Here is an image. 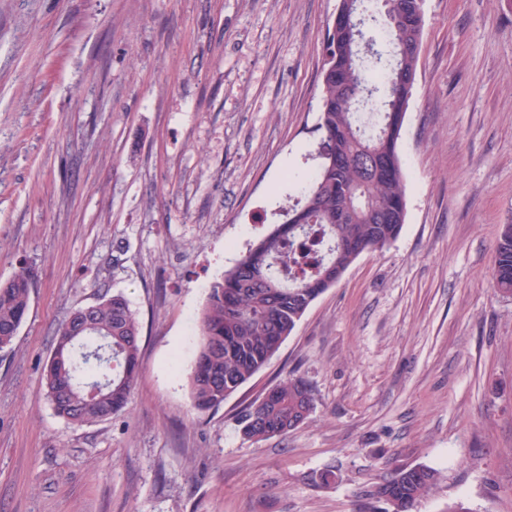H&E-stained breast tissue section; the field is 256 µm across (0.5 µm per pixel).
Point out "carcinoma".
Wrapping results in <instances>:
<instances>
[{
  "mask_svg": "<svg viewBox=\"0 0 512 512\" xmlns=\"http://www.w3.org/2000/svg\"><path fill=\"white\" fill-rule=\"evenodd\" d=\"M343 0L347 21L329 23L320 80L318 167L301 197L283 207V222L249 245L214 282L201 309L198 347L188 374L193 408L206 412L259 372L278 352L311 303L363 253L400 234L406 182L399 149L425 26L418 0ZM492 279L512 294V224L500 227ZM33 276L22 268L0 285V351L12 349L31 307ZM92 329L55 335L43 370L54 414L83 426L120 413L140 373L141 327L121 293L103 294L86 317ZM300 377L268 388L239 415L251 440L285 435L314 410ZM428 467H404L371 496L385 512H411L436 481Z\"/></svg>",
  "mask_w": 512,
  "mask_h": 512,
  "instance_id": "cac0c4a2",
  "label": "carcinoma"
}]
</instances>
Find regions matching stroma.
I'll list each match as a JSON object with an SVG mask.
<instances>
[{
	"label": "stroma",
	"instance_id": "obj_1",
	"mask_svg": "<svg viewBox=\"0 0 512 512\" xmlns=\"http://www.w3.org/2000/svg\"><path fill=\"white\" fill-rule=\"evenodd\" d=\"M337 5L0 0V281H35L0 353V512H378L370 492L416 465L440 477L412 512H512V296L491 279L512 222V0H425L399 236L222 406L192 407L210 285L316 166ZM108 291L138 313L141 371L124 411L74 427L43 368ZM293 375L306 423L244 438L239 412Z\"/></svg>",
	"mask_w": 512,
	"mask_h": 512
}]
</instances>
